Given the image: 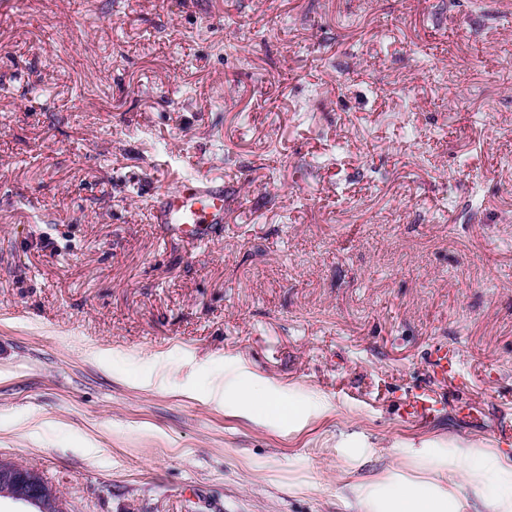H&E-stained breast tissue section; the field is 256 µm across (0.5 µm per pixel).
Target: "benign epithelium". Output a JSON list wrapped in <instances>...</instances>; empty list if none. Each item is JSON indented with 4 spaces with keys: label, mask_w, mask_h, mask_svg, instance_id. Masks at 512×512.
Here are the masks:
<instances>
[{
    "label": "benign epithelium",
    "mask_w": 512,
    "mask_h": 512,
    "mask_svg": "<svg viewBox=\"0 0 512 512\" xmlns=\"http://www.w3.org/2000/svg\"><path fill=\"white\" fill-rule=\"evenodd\" d=\"M34 507V512H69L57 488L38 471L0 459V499Z\"/></svg>",
    "instance_id": "7a95c632"
}]
</instances>
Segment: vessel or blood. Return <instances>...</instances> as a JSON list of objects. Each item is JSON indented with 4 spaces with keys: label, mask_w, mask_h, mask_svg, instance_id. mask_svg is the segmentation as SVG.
<instances>
[{
    "label": "vessel or blood",
    "mask_w": 512,
    "mask_h": 512,
    "mask_svg": "<svg viewBox=\"0 0 512 512\" xmlns=\"http://www.w3.org/2000/svg\"><path fill=\"white\" fill-rule=\"evenodd\" d=\"M224 181L220 178L180 179L158 194L154 221L166 241H203L224 221Z\"/></svg>",
    "instance_id": "vessel-or-blood-1"
}]
</instances>
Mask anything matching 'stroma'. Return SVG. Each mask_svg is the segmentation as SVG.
Wrapping results in <instances>:
<instances>
[{"label":"stroma","mask_w":512,"mask_h":512,"mask_svg":"<svg viewBox=\"0 0 512 512\" xmlns=\"http://www.w3.org/2000/svg\"><path fill=\"white\" fill-rule=\"evenodd\" d=\"M185 176L224 222L166 244ZM507 425L512 0H0L1 458L70 512H488ZM182 178L172 188L158 194L154 222L161 224L165 241L209 239L214 224L224 222V179ZM460 469L480 472L486 483L494 484L500 491L493 495L498 502L500 512H509L512 509V483L507 474L512 472V467L505 464L498 456H486L479 460H472L468 457L460 461ZM384 512H447L440 500L421 494L414 488H403L395 492Z\"/></svg>","instance_id":"stroma-1"}]
</instances>
